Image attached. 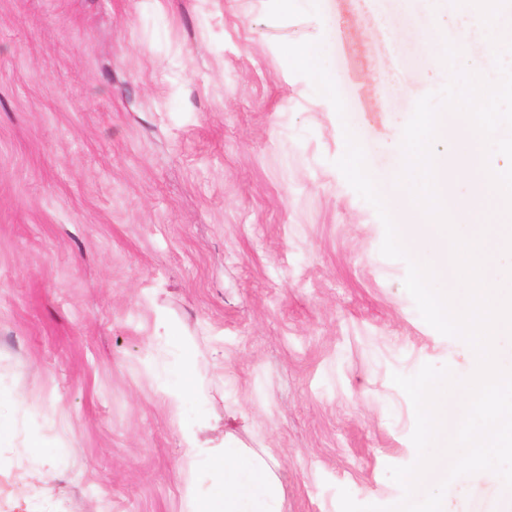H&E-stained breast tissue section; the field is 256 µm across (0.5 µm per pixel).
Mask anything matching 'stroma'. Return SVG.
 <instances>
[{"instance_id": "stroma-1", "label": "stroma", "mask_w": 512, "mask_h": 512, "mask_svg": "<svg viewBox=\"0 0 512 512\" xmlns=\"http://www.w3.org/2000/svg\"><path fill=\"white\" fill-rule=\"evenodd\" d=\"M451 0H0V512H187L181 430L268 449L284 512L388 506L417 458L392 374L461 376L404 261L334 162L344 128L391 189ZM424 21L436 51L415 36ZM327 41L339 119L279 43ZM195 349L200 400L160 377ZM450 512H499L482 474Z\"/></svg>"}]
</instances>
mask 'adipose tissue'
Wrapping results in <instances>:
<instances>
[{"label":"adipose tissue","mask_w":512,"mask_h":512,"mask_svg":"<svg viewBox=\"0 0 512 512\" xmlns=\"http://www.w3.org/2000/svg\"><path fill=\"white\" fill-rule=\"evenodd\" d=\"M181 454L191 475H212L214 483L191 496L188 512H283L277 463L250 448H202L197 434L182 431Z\"/></svg>","instance_id":"ef3b65f1"}]
</instances>
